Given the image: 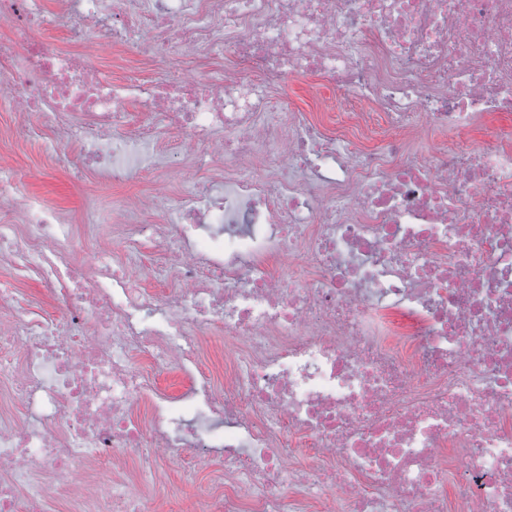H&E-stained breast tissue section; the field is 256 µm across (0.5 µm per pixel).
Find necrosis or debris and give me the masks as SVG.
<instances>
[{
  "label": "necrosis or debris",
  "mask_w": 512,
  "mask_h": 512,
  "mask_svg": "<svg viewBox=\"0 0 512 512\" xmlns=\"http://www.w3.org/2000/svg\"><path fill=\"white\" fill-rule=\"evenodd\" d=\"M0 19V103L115 184L173 130L191 182L161 224L133 218L163 190L128 198L108 218L125 256L78 265L60 212L0 175L25 219L20 237L0 224V251L60 313L27 318L0 288V385L25 415L0 420V512H43L54 490L77 512H162L97 464L150 483L216 455L195 512H512V0H62L49 17L0 0ZM75 20L146 57L229 48L239 75L112 80L37 33ZM286 75L369 109L337 113L336 135L272 111ZM203 151L224 175L194 179ZM147 243L175 275L161 300L130 259ZM207 347L205 349V358L208 366L215 374L221 372L222 358L224 359V334H212L207 337Z\"/></svg>",
  "instance_id": "1"
}]
</instances>
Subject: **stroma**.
Returning a JSON list of instances; mask_svg holds the SVG:
<instances>
[{"label":"stroma","mask_w":512,"mask_h":512,"mask_svg":"<svg viewBox=\"0 0 512 512\" xmlns=\"http://www.w3.org/2000/svg\"><path fill=\"white\" fill-rule=\"evenodd\" d=\"M40 34L57 47L84 56L103 73L115 78L141 64V54L130 46L104 50L90 28L79 38L73 37L68 29L57 27L42 28ZM271 97L275 111L302 110L315 117L335 108L344 112H357L362 108L355 100L338 102L335 89L315 77H283L272 87ZM37 122V115L0 104V168L16 174L22 194L40 197L45 204L64 214L72 230L71 254L79 262L84 258L94 222L104 220L113 203L129 196L152 194L157 182L155 177L136 175L121 184H104L96 173L79 167L81 147L77 140L59 142L48 133L26 134V127ZM1 286L28 296L32 301V317L53 314L46 285L36 277L23 275L14 260L2 256ZM219 467L220 462L216 459L199 467L190 484L184 483L179 471L161 472L160 481L168 495L169 512H189L197 487L209 484Z\"/></svg>","instance_id":"35a3bbf8"}]
</instances>
